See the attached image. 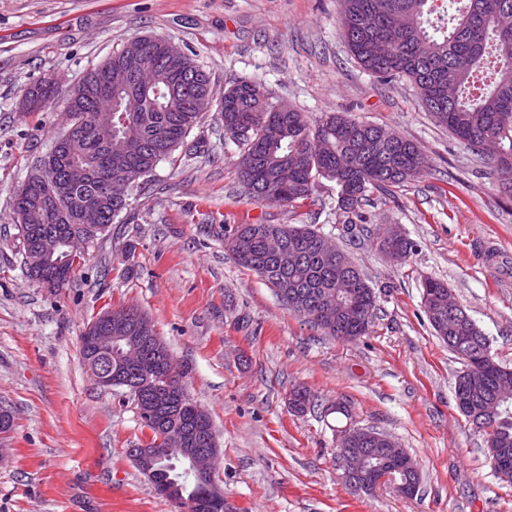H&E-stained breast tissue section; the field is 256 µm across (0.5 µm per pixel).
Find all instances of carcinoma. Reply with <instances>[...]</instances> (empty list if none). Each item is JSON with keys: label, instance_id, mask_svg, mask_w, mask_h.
<instances>
[{"label": "carcinoma", "instance_id": "cac0c4a2", "mask_svg": "<svg viewBox=\"0 0 512 512\" xmlns=\"http://www.w3.org/2000/svg\"><path fill=\"white\" fill-rule=\"evenodd\" d=\"M448 21L428 31L426 0H343L340 23L354 59L371 75L405 77L419 91L423 107L436 124L467 145L477 160L501 170L509 177L502 194L512 198V50H506L500 21L512 17V0H450ZM168 39L155 36L127 40L112 57L84 75L68 104L83 126L80 138L69 145V159L52 169L49 184L62 189L67 204L58 208L46 201L49 188L17 192L13 210L18 220L23 249L39 230L81 223V208L102 198L100 176L112 171V183L127 189L123 197L112 196V205L101 210V223L128 206L138 189L162 160L185 144L191 130L209 112L220 115L224 134L240 147L238 173L249 197L270 206L300 207L312 198L316 181L323 177L339 187V210L347 233L360 232L354 217L373 189L386 191L421 175L427 161L419 147L382 127L334 113L310 124L305 113L293 107L282 111L269 101L262 84L235 83L219 92L210 75L186 55L168 57ZM153 53L160 60L155 82L142 88L134 82L109 87L105 68L129 69L134 57ZM445 77L454 85L451 100L439 102L429 75ZM55 84L47 79L25 92L26 113L42 112L54 100ZM112 99L111 138L129 144L128 153L117 158L107 149V138L87 122V116L105 98ZM324 235L310 224H242L224 239V247L235 262L264 280L290 309L338 339L364 336L373 325L377 310L375 288L351 257L341 248L323 249ZM388 257L410 255L415 244L408 238L378 243ZM83 254L62 246L46 262V269L74 268ZM423 307L431 325L443 323L455 340L448 349L463 360L467 378L476 390L477 406L491 431L489 452L512 457V400L498 401L493 386L499 375L512 370L493 361H478L488 346L487 337L472 319L439 317L434 299L447 289L435 279L423 282ZM360 306L367 314L358 322L340 324L317 318V313L336 306V300ZM123 338L121 349H104L95 357H84L91 369L107 364L117 367L124 352L137 347L132 326L112 330ZM144 373L161 382L176 383L189 375L180 366L175 377L167 374L166 362L140 355L128 364L125 375L132 380ZM196 408L183 396V411L156 424L141 413L142 427L149 431L145 445L160 448L167 430L187 431L189 416ZM159 485L173 493L166 498L185 512H224L219 508L224 492L213 477L197 479L187 472L188 463L177 450L163 452L151 460Z\"/></svg>", "mask_w": 512, "mask_h": 512}]
</instances>
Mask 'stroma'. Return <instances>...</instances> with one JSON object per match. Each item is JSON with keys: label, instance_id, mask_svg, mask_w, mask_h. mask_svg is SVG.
<instances>
[{"label": "stroma", "instance_id": "obj_1", "mask_svg": "<svg viewBox=\"0 0 512 512\" xmlns=\"http://www.w3.org/2000/svg\"><path fill=\"white\" fill-rule=\"evenodd\" d=\"M340 13L341 0H0V406L14 417L0 441V512H180L129 455L143 437L135 403L99 385L82 359L88 322L120 305L144 311L188 366L187 394L214 422L225 512H512V485L456 406L463 364L422 307L426 279L447 283L495 360L512 367V271L484 256L512 257V198L433 122L414 85L355 62ZM145 35L179 44L217 90L259 81L271 101L310 120L348 113L415 142L430 169L369 192L353 238L334 182L319 179L296 209L250 199L235 169L239 146L212 112L84 243L69 284L43 287L23 265L11 199L62 132L79 78ZM51 74L52 106L19 112L23 90ZM241 224H310L345 250L378 295L369 334L326 336L239 267L224 238ZM393 225L415 244L401 264L376 246ZM296 387L314 400L299 415L288 407ZM339 401L418 462L414 497L344 485L336 431L347 420L330 410Z\"/></svg>", "mask_w": 512, "mask_h": 512}]
</instances>
